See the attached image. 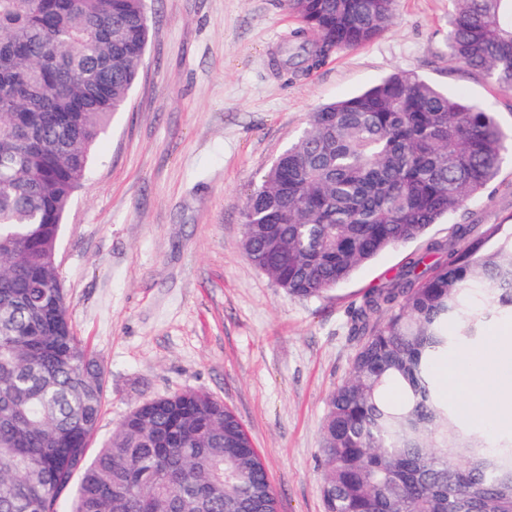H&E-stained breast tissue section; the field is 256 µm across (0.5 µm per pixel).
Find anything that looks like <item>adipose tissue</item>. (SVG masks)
<instances>
[{
  "mask_svg": "<svg viewBox=\"0 0 512 512\" xmlns=\"http://www.w3.org/2000/svg\"><path fill=\"white\" fill-rule=\"evenodd\" d=\"M436 373L440 381L451 380L460 388L473 384L494 388L499 405L500 426L512 427V331L503 330L492 343L467 352L455 365L439 362Z\"/></svg>",
  "mask_w": 512,
  "mask_h": 512,
  "instance_id": "1",
  "label": "adipose tissue"
}]
</instances>
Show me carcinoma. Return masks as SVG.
Here are the masks:
<instances>
[{
    "label": "carcinoma",
    "instance_id": "carcinoma-1",
    "mask_svg": "<svg viewBox=\"0 0 512 512\" xmlns=\"http://www.w3.org/2000/svg\"><path fill=\"white\" fill-rule=\"evenodd\" d=\"M451 2L449 62L511 92L512 0ZM286 5L295 69L371 42L397 0ZM148 37L146 0H0V512H58L66 497L70 512H279L244 425L204 391L135 406L89 454L105 370L69 321L56 250ZM506 139L494 113L396 72L312 113L248 197L244 251L288 294L318 298L484 190ZM454 235L351 311L359 347L322 426L324 512H512V437L490 442L431 372L512 316V242L486 250L475 224Z\"/></svg>",
    "mask_w": 512,
    "mask_h": 512
}]
</instances>
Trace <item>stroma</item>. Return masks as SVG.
<instances>
[{
    "instance_id": "obj_1",
    "label": "stroma",
    "mask_w": 512,
    "mask_h": 512,
    "mask_svg": "<svg viewBox=\"0 0 512 512\" xmlns=\"http://www.w3.org/2000/svg\"><path fill=\"white\" fill-rule=\"evenodd\" d=\"M147 11L139 77L94 148L56 255L69 319L106 368L91 446L137 404L203 390L243 423L281 512H323L322 424L357 348L351 306L456 225L488 229L491 249L512 237V155L425 239L307 301L248 260L247 197L312 112L394 72L491 108L509 132L512 92L449 64L450 0H399L388 32L291 80L271 66L295 25L284 0H147Z\"/></svg>"
}]
</instances>
